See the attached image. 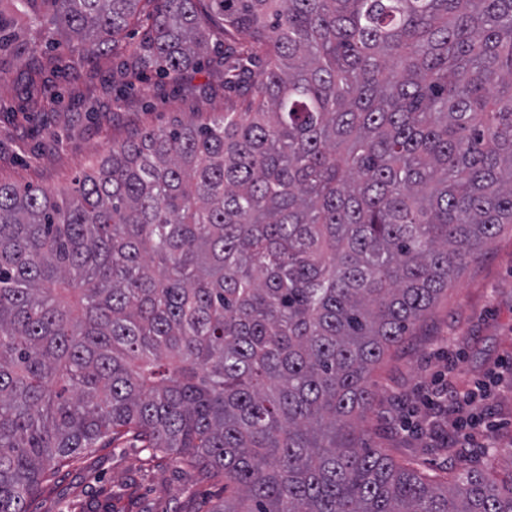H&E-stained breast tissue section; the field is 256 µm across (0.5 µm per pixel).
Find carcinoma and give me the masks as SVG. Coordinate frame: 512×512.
<instances>
[{"label": "carcinoma", "instance_id": "1", "mask_svg": "<svg viewBox=\"0 0 512 512\" xmlns=\"http://www.w3.org/2000/svg\"><path fill=\"white\" fill-rule=\"evenodd\" d=\"M240 111L142 127L52 193L0 181V512L126 435L212 512H512L371 447L373 367L512 225V0H214ZM197 0H0L92 55L152 18L174 79Z\"/></svg>", "mask_w": 512, "mask_h": 512}]
</instances>
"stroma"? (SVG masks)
Instances as JSON below:
<instances>
[{
  "mask_svg": "<svg viewBox=\"0 0 512 512\" xmlns=\"http://www.w3.org/2000/svg\"><path fill=\"white\" fill-rule=\"evenodd\" d=\"M150 26L131 25L112 56L64 51L62 72L32 74L0 59V181L50 192L71 186L89 164L144 127H165L232 111L224 90L215 32L208 63L172 80L139 68L134 50ZM491 381L473 439L448 437L469 407H436V390L470 392ZM374 397L364 423L369 443L398 464L435 481H452L464 463L512 474V229L499 234L464 267L425 319L387 352L373 372ZM504 452L490 457L488 436ZM222 480H200L167 456H152L132 438L86 455L32 498L30 512H211Z\"/></svg>",
  "mask_w": 512,
  "mask_h": 512,
  "instance_id": "1",
  "label": "stroma"
}]
</instances>
